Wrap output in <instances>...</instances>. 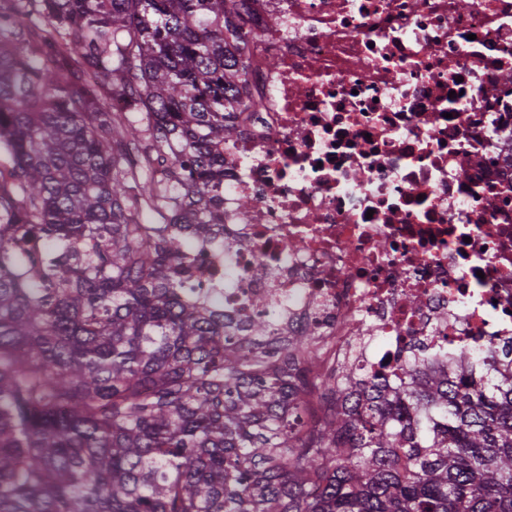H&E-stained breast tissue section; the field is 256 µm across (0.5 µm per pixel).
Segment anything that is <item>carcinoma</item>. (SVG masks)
I'll return each mask as SVG.
<instances>
[{
    "label": "carcinoma",
    "instance_id": "cac0c4a2",
    "mask_svg": "<svg viewBox=\"0 0 512 512\" xmlns=\"http://www.w3.org/2000/svg\"><path fill=\"white\" fill-rule=\"evenodd\" d=\"M243 2L0 0V512H512V348L326 376L185 279L260 110Z\"/></svg>",
    "mask_w": 512,
    "mask_h": 512
}]
</instances>
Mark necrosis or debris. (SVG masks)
Segmentation results:
<instances>
[{
  "instance_id": "necrosis-or-debris-1",
  "label": "necrosis or debris",
  "mask_w": 512,
  "mask_h": 512,
  "mask_svg": "<svg viewBox=\"0 0 512 512\" xmlns=\"http://www.w3.org/2000/svg\"><path fill=\"white\" fill-rule=\"evenodd\" d=\"M246 28L263 108L224 149L226 251L187 276L332 367L358 336L365 368L460 375L512 341V0H250Z\"/></svg>"
}]
</instances>
